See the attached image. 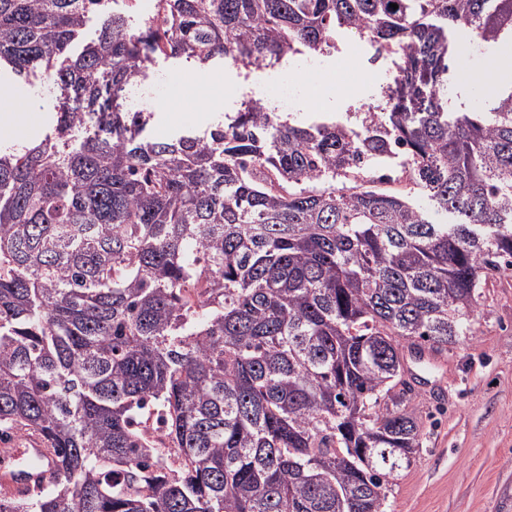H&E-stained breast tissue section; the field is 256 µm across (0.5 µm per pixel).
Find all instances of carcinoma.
I'll return each mask as SVG.
<instances>
[{
	"instance_id": "1",
	"label": "carcinoma",
	"mask_w": 512,
	"mask_h": 512,
	"mask_svg": "<svg viewBox=\"0 0 512 512\" xmlns=\"http://www.w3.org/2000/svg\"><path fill=\"white\" fill-rule=\"evenodd\" d=\"M126 2L0 0V73L85 107L0 140V440L53 454L0 512H387L419 447L404 355L471 335L512 271V79L448 108L460 31L512 54V0ZM340 35L397 58L358 130L251 98L158 139L123 108L159 58L277 65ZM399 147L450 222L359 183Z\"/></svg>"
}]
</instances>
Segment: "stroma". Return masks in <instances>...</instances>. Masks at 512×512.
Returning <instances> with one entry per match:
<instances>
[{"label": "stroma", "mask_w": 512, "mask_h": 512, "mask_svg": "<svg viewBox=\"0 0 512 512\" xmlns=\"http://www.w3.org/2000/svg\"><path fill=\"white\" fill-rule=\"evenodd\" d=\"M499 59L483 47L468 57L465 77L452 81L453 103L479 105L486 86L478 77ZM316 64L309 69L305 56L297 55L269 70L224 65L192 77L185 62L161 60L156 67L168 73V83L156 84L149 100L129 99L128 107L152 113L150 132L161 139L186 128L204 133L248 98L272 92L287 101L288 114L300 124L328 116L346 125L354 109L376 105L379 85L396 73L390 60H377L346 91L325 80L340 68L335 57L317 58ZM53 99L45 84L0 86V102L21 114L9 139L41 136ZM473 330V337L414 368L420 448L390 487L389 512H512V273L488 282Z\"/></svg>", "instance_id": "obj_1"}]
</instances>
